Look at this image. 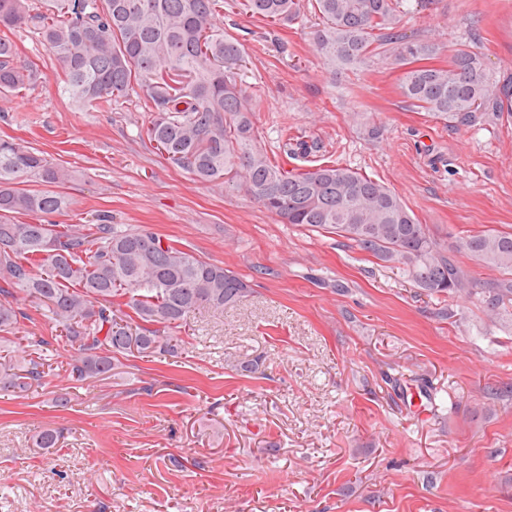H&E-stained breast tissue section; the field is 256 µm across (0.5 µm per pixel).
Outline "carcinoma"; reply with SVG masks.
<instances>
[{"instance_id": "1", "label": "carcinoma", "mask_w": 512, "mask_h": 512, "mask_svg": "<svg viewBox=\"0 0 512 512\" xmlns=\"http://www.w3.org/2000/svg\"><path fill=\"white\" fill-rule=\"evenodd\" d=\"M321 19L317 52L332 66H357L372 56V37L387 31L401 94L419 110L456 126L489 107L512 117V89L486 77L483 58L466 49L448 66L411 64L433 59L438 48L398 34L403 0H244L251 16L291 24L303 2ZM0 0V95L42 83L35 62L17 63L10 34L23 30L60 63L59 95L77 112L112 111V104L142 96L148 138L196 180L242 192L286 224L335 233L430 295L462 291L479 307L512 319V232L467 234L460 246L481 266L498 271L476 291L448 250L402 200L356 169L319 165L288 170L255 146L256 104L239 81L240 44L216 24L224 0ZM35 177L62 184L56 168L35 148L0 138V341L26 314L14 305L24 294L56 332L54 340L76 350L68 363L75 382L112 375L119 357L155 358L172 350L176 330L195 312L222 311L240 301L248 284L220 263L203 260L169 239L117 224L59 228L50 217L71 201L54 190L24 187ZM31 217L29 222L11 218ZM45 376L41 357L18 361L0 355V391L25 393ZM51 428L33 436L36 448H55Z\"/></svg>"}]
</instances>
